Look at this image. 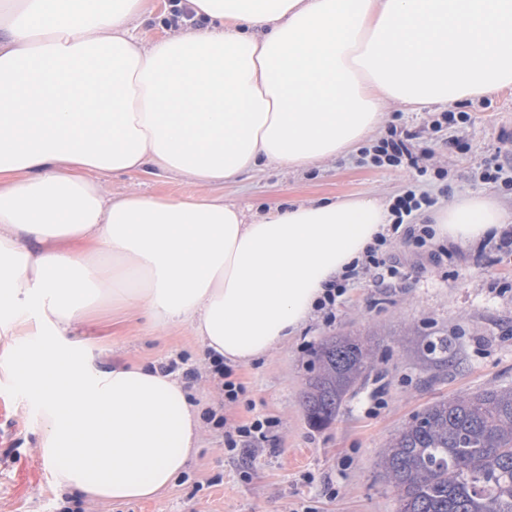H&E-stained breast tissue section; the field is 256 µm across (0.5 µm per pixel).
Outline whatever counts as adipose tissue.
Segmentation results:
<instances>
[{
    "label": "adipose tissue",
    "instance_id": "1",
    "mask_svg": "<svg viewBox=\"0 0 512 512\" xmlns=\"http://www.w3.org/2000/svg\"><path fill=\"white\" fill-rule=\"evenodd\" d=\"M203 28L150 45L148 0H0V335L24 300V373L42 457L91 498L156 495L186 471L201 412L185 382L97 369L69 337L98 300L183 324L248 365L300 330L392 216L379 198L258 215L215 196L111 197L96 177L151 167L221 185L307 169L376 132L385 101L512 87V0H187ZM463 247L512 223L488 194L432 215Z\"/></svg>",
    "mask_w": 512,
    "mask_h": 512
}]
</instances>
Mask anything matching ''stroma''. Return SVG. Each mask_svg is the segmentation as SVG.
Wrapping results in <instances>:
<instances>
[{"mask_svg":"<svg viewBox=\"0 0 512 512\" xmlns=\"http://www.w3.org/2000/svg\"><path fill=\"white\" fill-rule=\"evenodd\" d=\"M383 112L377 139L397 134L412 153L397 166H375L355 153L306 170L264 166L207 188L153 170L108 173L101 183L115 197L207 193L254 213L367 194L391 204L413 189L432 200L414 212L411 221L419 225L429 222L433 207L464 194L487 193L512 209V173L502 172L496 183L480 177L485 161L512 152V143L500 138L502 124L512 121V88L450 105L390 102ZM450 112L466 114V122L442 126ZM380 253L395 266L394 276L380 281L360 272L333 314L316 312L268 355L235 366L244 391L233 404L225 402L212 363L187 326L156 329L108 300L86 310L75 339L99 368H171L196 403L224 414L229 424L256 416L273 421L266 439L237 455L226 451L223 429L202 422L187 470L152 499L92 500L61 485L57 469L41 457L45 411L12 368L24 339L0 335V396H7L14 417L0 423V512H397V493L379 466L394 434L436 401L512 389V248L502 247L497 235L469 249L435 238L419 248L391 234ZM435 332L453 346L438 370L424 353ZM346 335L370 350V372L347 393L333 424L313 428L301 394L318 369L321 343Z\"/></svg>","mask_w":512,"mask_h":512,"instance_id":"1","label":"stroma"}]
</instances>
